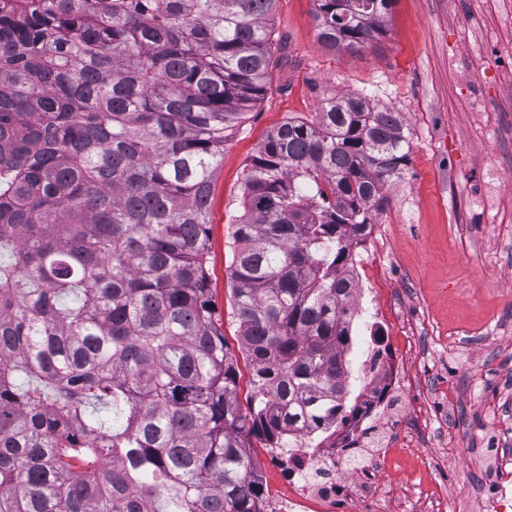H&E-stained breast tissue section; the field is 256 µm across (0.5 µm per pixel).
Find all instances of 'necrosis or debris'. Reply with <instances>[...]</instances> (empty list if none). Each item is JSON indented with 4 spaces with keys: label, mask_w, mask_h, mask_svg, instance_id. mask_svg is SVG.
I'll return each instance as SVG.
<instances>
[{
    "label": "necrosis or debris",
    "mask_w": 512,
    "mask_h": 512,
    "mask_svg": "<svg viewBox=\"0 0 512 512\" xmlns=\"http://www.w3.org/2000/svg\"><path fill=\"white\" fill-rule=\"evenodd\" d=\"M361 370V413L339 426L329 445L315 448L302 436L287 455L276 456L292 487L285 497L266 498L265 512H347L354 496L371 484V472L350 470L348 462L360 451L366 428L379 422L390 393L402 389L405 376L400 362L378 345L367 347ZM452 498L461 512H512V463L496 462L482 499H474L463 486L454 489Z\"/></svg>",
    "instance_id": "necrosis-or-debris-1"
}]
</instances>
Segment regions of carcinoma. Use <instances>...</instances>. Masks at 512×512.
<instances>
[{
	"instance_id": "obj_1",
	"label": "carcinoma",
	"mask_w": 512,
	"mask_h": 512,
	"mask_svg": "<svg viewBox=\"0 0 512 512\" xmlns=\"http://www.w3.org/2000/svg\"><path fill=\"white\" fill-rule=\"evenodd\" d=\"M277 0H0V512H263L252 438L347 422L353 249L408 130L360 95L267 135L230 284L249 410L207 269L212 180L264 98ZM358 51L393 0H317Z\"/></svg>"
}]
</instances>
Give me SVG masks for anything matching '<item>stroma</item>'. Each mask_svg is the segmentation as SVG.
<instances>
[{"label":"stroma","mask_w":512,"mask_h":512,"mask_svg":"<svg viewBox=\"0 0 512 512\" xmlns=\"http://www.w3.org/2000/svg\"><path fill=\"white\" fill-rule=\"evenodd\" d=\"M316 7L277 0L272 85L224 144L209 215L212 303L239 356L227 244L243 171L267 134L312 117L329 94L398 112L409 163L374 219L367 275L386 344L415 384L389 408L414 422L369 428L358 465L387 494L354 512H389L393 500L399 512H458L449 488L484 492L493 461L512 458V0H394L385 34L358 52L319 41Z\"/></svg>","instance_id":"obj_1"}]
</instances>
